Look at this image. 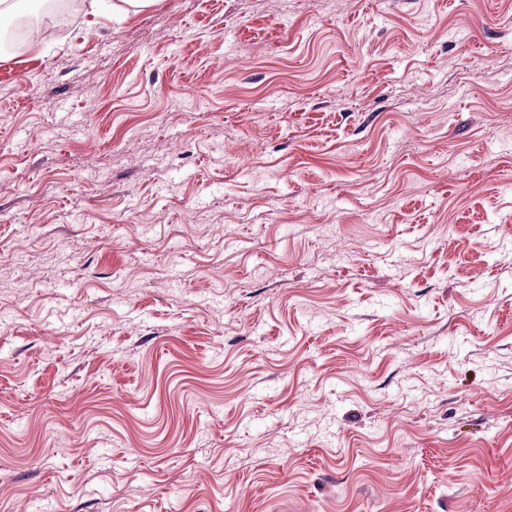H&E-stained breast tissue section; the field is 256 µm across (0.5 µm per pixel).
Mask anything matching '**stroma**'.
Masks as SVG:
<instances>
[{
	"label": "stroma",
	"instance_id": "obj_1",
	"mask_svg": "<svg viewBox=\"0 0 512 512\" xmlns=\"http://www.w3.org/2000/svg\"><path fill=\"white\" fill-rule=\"evenodd\" d=\"M0 86V512H512V0H82Z\"/></svg>",
	"mask_w": 512,
	"mask_h": 512
}]
</instances>
